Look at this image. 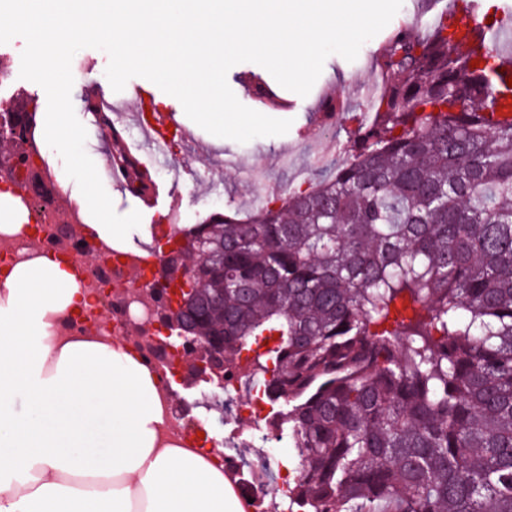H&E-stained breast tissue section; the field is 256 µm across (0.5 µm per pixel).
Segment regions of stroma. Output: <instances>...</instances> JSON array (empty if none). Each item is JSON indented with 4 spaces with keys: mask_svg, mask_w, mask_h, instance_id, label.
<instances>
[{
    "mask_svg": "<svg viewBox=\"0 0 512 512\" xmlns=\"http://www.w3.org/2000/svg\"><path fill=\"white\" fill-rule=\"evenodd\" d=\"M438 8L437 0H403L388 28L367 41L356 60L350 62L340 55H330L310 93L304 97L277 84L258 64L243 62L233 66L227 82L243 105L292 122L284 135L258 137L246 143L209 134L186 116L175 97L145 78H131L122 91H113L105 75L107 53L95 48L79 50L71 64L74 78L71 97L75 115L87 130L85 151L95 164H102L112 146L101 136L96 117L86 110L88 98L99 94L118 104L144 93L162 111L175 115V141L155 166L162 188L160 195L148 204L131 196L121 183L103 179L115 212L124 216L139 211L142 231L164 223L176 206L187 223L198 224L208 214L224 207L245 214L289 187H306L331 176L345 158L344 148L356 133L358 116L368 109L364 88L380 73L376 58L391 29L429 19ZM247 74L264 75L272 91L286 100V108L263 104L249 94L242 83ZM328 92L341 97L340 116L332 124L322 120L321 103Z\"/></svg>",
    "mask_w": 512,
    "mask_h": 512,
    "instance_id": "1",
    "label": "stroma"
}]
</instances>
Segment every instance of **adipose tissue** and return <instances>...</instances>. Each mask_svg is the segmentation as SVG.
Listing matches in <instances>:
<instances>
[{
	"mask_svg": "<svg viewBox=\"0 0 512 512\" xmlns=\"http://www.w3.org/2000/svg\"><path fill=\"white\" fill-rule=\"evenodd\" d=\"M88 305L73 262L0 271V512H250L221 455L169 438V406L125 340L55 335Z\"/></svg>",
	"mask_w": 512,
	"mask_h": 512,
	"instance_id": "adipose-tissue-1",
	"label": "adipose tissue"
}]
</instances>
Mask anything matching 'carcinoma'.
I'll list each match as a JSON object with an SVG mask.
<instances>
[{
  "instance_id": "obj_1",
  "label": "carcinoma",
  "mask_w": 512,
  "mask_h": 512,
  "mask_svg": "<svg viewBox=\"0 0 512 512\" xmlns=\"http://www.w3.org/2000/svg\"><path fill=\"white\" fill-rule=\"evenodd\" d=\"M457 8L388 37L396 80L332 179L158 247L164 294L194 258L167 325L263 388L293 449L288 512H512V112H497L512 87L502 16L460 35ZM101 122L124 189H158Z\"/></svg>"
}]
</instances>
